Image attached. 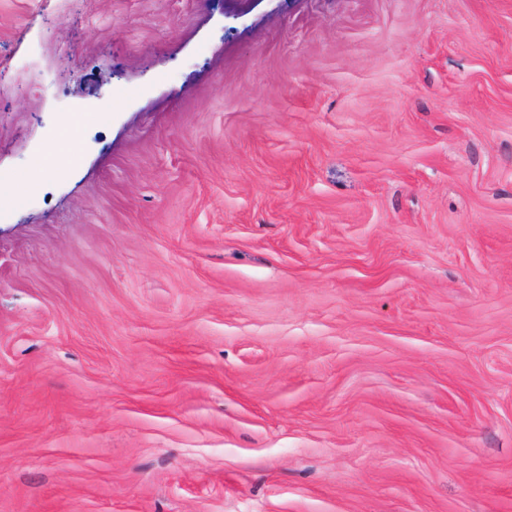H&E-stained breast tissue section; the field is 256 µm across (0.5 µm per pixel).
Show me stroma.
Listing matches in <instances>:
<instances>
[{
  "label": "stroma",
  "instance_id": "1",
  "mask_svg": "<svg viewBox=\"0 0 512 512\" xmlns=\"http://www.w3.org/2000/svg\"><path fill=\"white\" fill-rule=\"evenodd\" d=\"M0 512H512V0H0Z\"/></svg>",
  "mask_w": 512,
  "mask_h": 512
}]
</instances>
